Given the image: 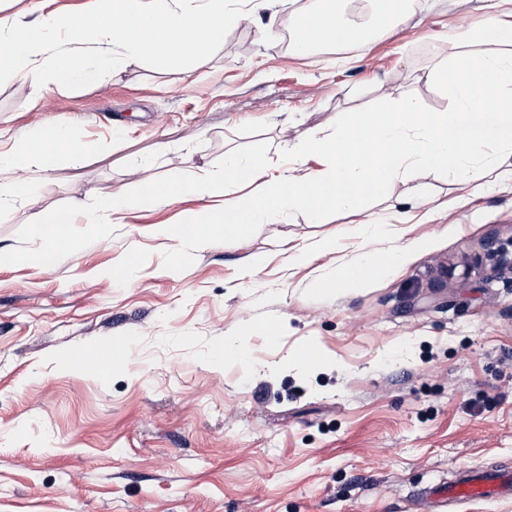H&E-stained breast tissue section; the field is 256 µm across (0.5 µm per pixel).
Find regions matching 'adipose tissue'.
Instances as JSON below:
<instances>
[{"mask_svg": "<svg viewBox=\"0 0 512 512\" xmlns=\"http://www.w3.org/2000/svg\"><path fill=\"white\" fill-rule=\"evenodd\" d=\"M230 0H112V21L101 25L79 16L51 13L29 20L10 19L0 45V75L38 79L30 66L38 55H47L48 74L57 83L94 82L107 71L119 72L128 60L147 59L168 65L189 52L204 51L224 38L225 27L238 24L240 13ZM372 22L344 17L335 0L325 12H305L296 17L302 33L292 49L307 53L321 46L357 35L356 47L394 30L415 0H368Z\"/></svg>", "mask_w": 512, "mask_h": 512, "instance_id": "obj_1", "label": "adipose tissue"}]
</instances>
